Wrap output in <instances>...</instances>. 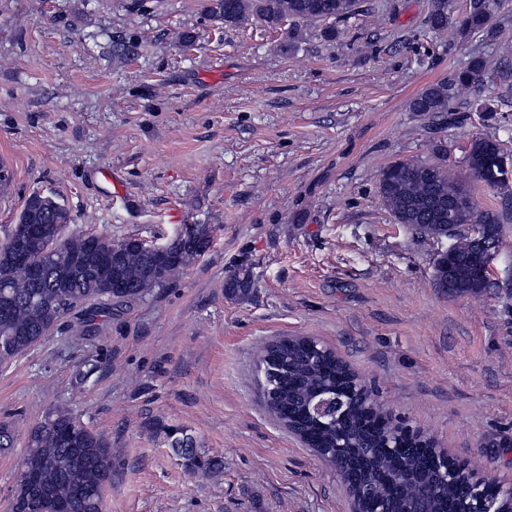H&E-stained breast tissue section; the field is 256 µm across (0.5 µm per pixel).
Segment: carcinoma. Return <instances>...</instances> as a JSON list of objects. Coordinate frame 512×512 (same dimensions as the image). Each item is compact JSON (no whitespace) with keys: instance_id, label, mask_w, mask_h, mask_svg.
<instances>
[{"instance_id":"obj_1","label":"carcinoma","mask_w":512,"mask_h":512,"mask_svg":"<svg viewBox=\"0 0 512 512\" xmlns=\"http://www.w3.org/2000/svg\"><path fill=\"white\" fill-rule=\"evenodd\" d=\"M364 0H208L205 10L215 21L240 25L252 20L277 29L289 23L288 40L304 39L307 29L321 25L329 38L336 37V22L363 12ZM505 0H469L466 11L454 17L448 0H431L427 28L436 37L448 30L458 35L492 30V21ZM486 63L472 60L449 78L429 85L410 102V111L441 117L460 111L459 90L473 92L477 112L494 108L482 99L487 89ZM469 172L487 187L508 200L512 198V176L504 165L512 164L494 137H478L465 156ZM378 193L383 207L398 224L415 233L436 237L435 225L455 240V251L446 260V278L454 296H479L490 287L473 249L466 226L490 224L503 235V215L483 208L472 200L466 184L440 162L395 161L379 174ZM71 217L54 196L32 193L19 216V224H39L47 228L41 239L30 244L27 259L18 261L11 243L0 245V364H7L40 343L69 310L90 306L87 323L95 314L113 305L132 303L155 288H163L176 273L202 252L174 241L171 257L162 259L145 242L127 237L114 240L101 235L96 250L93 236L74 234L56 238L57 225ZM123 248L119 276L126 288L114 292L108 244ZM42 266V278L32 268ZM258 369L262 390L270 399L268 409L276 418L289 411L293 432L331 463L342 458L337 470L358 469L366 476L372 496L385 498L392 512H459L456 491L445 484L428 483L426 470L434 465L427 448L405 446L394 451L390 431L382 420L363 404L353 389L349 367L336 355L318 352L301 337L279 338L261 345ZM336 399L343 409L337 421L318 420L314 404ZM171 448L180 453L193 474L215 476L224 462L194 448L184 429L165 427ZM22 474L29 475L38 494L14 498V512H104V489L112 480V448L77 417L63 409L47 415L30 434L22 462Z\"/></svg>"}]
</instances>
